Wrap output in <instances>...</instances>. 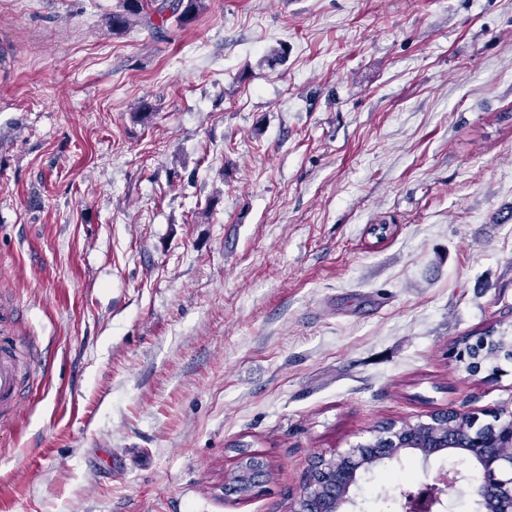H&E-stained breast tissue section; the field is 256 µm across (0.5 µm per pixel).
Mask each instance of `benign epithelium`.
I'll return each mask as SVG.
<instances>
[{
    "instance_id": "benign-epithelium-1",
    "label": "benign epithelium",
    "mask_w": 512,
    "mask_h": 512,
    "mask_svg": "<svg viewBox=\"0 0 512 512\" xmlns=\"http://www.w3.org/2000/svg\"><path fill=\"white\" fill-rule=\"evenodd\" d=\"M445 420L437 432L426 434L413 425L400 428L389 423L379 431L376 442L358 444L339 457H315L292 512H349L355 505L351 491L358 482V471L371 461L393 458L402 451L418 452L423 458L444 450H459L463 467L453 466L436 476L433 482L416 492H404L405 502L414 512H434L444 506L443 496L475 475L478 484L469 486L480 512H512V419L501 424L486 440L472 438L465 429L473 420L448 412L433 420ZM238 480L224 485V490L240 500L253 494L259 478L269 475V466L257 456H242L235 468Z\"/></svg>"
}]
</instances>
